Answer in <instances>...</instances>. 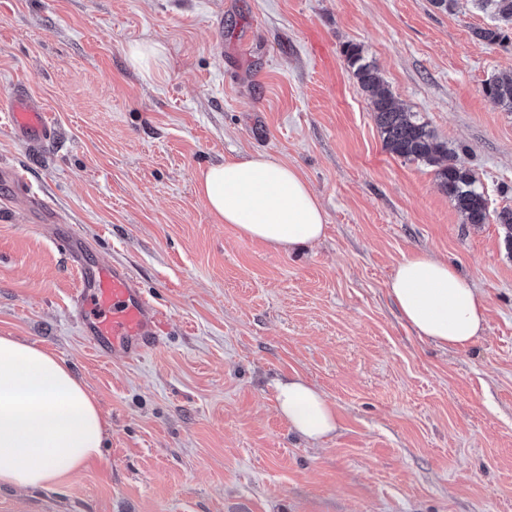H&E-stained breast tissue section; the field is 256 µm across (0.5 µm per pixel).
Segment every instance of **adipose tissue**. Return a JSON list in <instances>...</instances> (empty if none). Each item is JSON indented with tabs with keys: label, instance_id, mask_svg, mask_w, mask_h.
Instances as JSON below:
<instances>
[{
	"label": "adipose tissue",
	"instance_id": "ef3b65f1",
	"mask_svg": "<svg viewBox=\"0 0 512 512\" xmlns=\"http://www.w3.org/2000/svg\"><path fill=\"white\" fill-rule=\"evenodd\" d=\"M198 191L221 223L276 251H303L324 235L323 205L295 167L271 156L203 168ZM389 293L403 320L436 345L464 350L480 338L485 299L451 265L423 253L400 261ZM280 416L318 443L337 429L336 409L300 377L278 382ZM109 424L82 380L55 354L0 336V485L60 486L100 457Z\"/></svg>",
	"mask_w": 512,
	"mask_h": 512
}]
</instances>
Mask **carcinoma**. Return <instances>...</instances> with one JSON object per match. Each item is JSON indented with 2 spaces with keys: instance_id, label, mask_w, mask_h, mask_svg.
<instances>
[{
  "instance_id": "1",
  "label": "carcinoma",
  "mask_w": 512,
  "mask_h": 512,
  "mask_svg": "<svg viewBox=\"0 0 512 512\" xmlns=\"http://www.w3.org/2000/svg\"><path fill=\"white\" fill-rule=\"evenodd\" d=\"M472 2L490 12L495 19L512 25V0ZM476 36L489 45H500L509 39L508 32L497 25L477 31ZM345 57L359 87L370 100L385 149L406 160L424 162L435 168L439 186L454 202L463 223H488L490 212L487 200L474 174L461 163L442 164L452 149L447 143L437 140L417 113L396 104L384 86L378 67L366 60L358 46L348 45ZM485 95L498 108L512 112V73L493 78L485 88Z\"/></svg>"
}]
</instances>
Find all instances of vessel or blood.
Wrapping results in <instances>:
<instances>
[{
    "instance_id": "b4317fda",
    "label": "vessel or blood",
    "mask_w": 512,
    "mask_h": 512,
    "mask_svg": "<svg viewBox=\"0 0 512 512\" xmlns=\"http://www.w3.org/2000/svg\"><path fill=\"white\" fill-rule=\"evenodd\" d=\"M0 113L20 138L43 142L54 133L47 112L21 93L14 91L0 99ZM57 247L79 271L72 310L82 336L99 354L127 363L140 361L159 343L160 310L127 266L88 265L87 242L74 230L62 232Z\"/></svg>"
}]
</instances>
